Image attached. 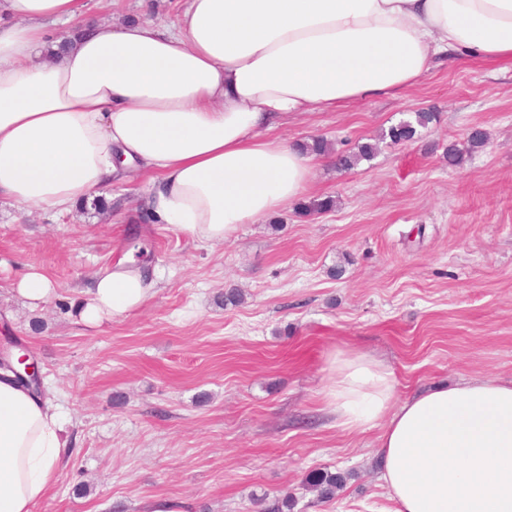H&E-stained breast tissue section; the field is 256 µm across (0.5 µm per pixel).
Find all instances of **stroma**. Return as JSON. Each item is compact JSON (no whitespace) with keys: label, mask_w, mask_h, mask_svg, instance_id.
Instances as JSON below:
<instances>
[{"label":"stroma","mask_w":512,"mask_h":512,"mask_svg":"<svg viewBox=\"0 0 512 512\" xmlns=\"http://www.w3.org/2000/svg\"><path fill=\"white\" fill-rule=\"evenodd\" d=\"M180 0H116L92 20L175 21ZM413 141H380L372 159L313 170L295 201L228 241L167 224H132L147 175L102 188L108 210L54 218L0 203V347L36 358L71 453L33 512H258L286 494L294 512H393L380 485L379 432L338 427L324 399L329 360L354 350L388 364L398 398L473 378L512 379V63L462 53L418 85L289 118V143L339 151L378 139L418 112ZM479 125L486 146L467 153ZM467 153L449 165L446 152ZM141 258L158 282L140 309L98 327L77 321L96 274ZM56 291L31 307L14 291L26 268ZM241 304L225 303L230 289ZM345 474L334 499L309 484Z\"/></svg>","instance_id":"1"}]
</instances>
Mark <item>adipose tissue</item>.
<instances>
[{
  "instance_id": "1",
  "label": "adipose tissue",
  "mask_w": 512,
  "mask_h": 512,
  "mask_svg": "<svg viewBox=\"0 0 512 512\" xmlns=\"http://www.w3.org/2000/svg\"><path fill=\"white\" fill-rule=\"evenodd\" d=\"M85 0H0V198L71 214L112 180L148 174V210L200 241L308 193L314 156L269 138L289 116L412 88L463 50L512 61V0H183L176 21L87 24ZM72 22L67 39L51 27ZM134 257L83 292L86 326L155 293ZM328 405L379 428L395 512H512V380L396 397L355 351L329 363ZM69 453L59 412L0 379V512H32Z\"/></svg>"
}]
</instances>
